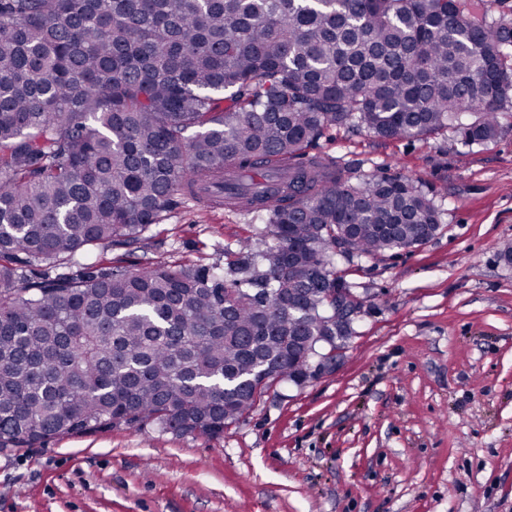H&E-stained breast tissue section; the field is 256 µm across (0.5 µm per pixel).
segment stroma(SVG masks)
<instances>
[{
	"instance_id": "obj_1",
	"label": "stroma",
	"mask_w": 512,
	"mask_h": 512,
	"mask_svg": "<svg viewBox=\"0 0 512 512\" xmlns=\"http://www.w3.org/2000/svg\"><path fill=\"white\" fill-rule=\"evenodd\" d=\"M311 150L443 207L425 245L336 258L366 308L336 371L273 383L217 437L147 424L0 450V512H512V129L473 148L341 129ZM269 242L250 215L177 202L93 257L223 265Z\"/></svg>"
}]
</instances>
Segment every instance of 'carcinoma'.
<instances>
[{"instance_id":"obj_1","label":"carcinoma","mask_w":512,"mask_h":512,"mask_svg":"<svg viewBox=\"0 0 512 512\" xmlns=\"http://www.w3.org/2000/svg\"><path fill=\"white\" fill-rule=\"evenodd\" d=\"M512 112L488 0H0V449L152 423L219 436L297 381L341 256L424 245L418 179L353 181L329 128L485 145ZM288 168L237 209L272 244L227 266L87 258L145 240L224 168ZM40 268L33 274V268Z\"/></svg>"}]
</instances>
